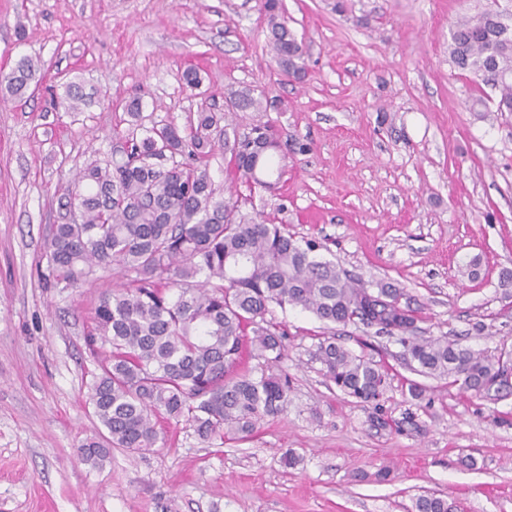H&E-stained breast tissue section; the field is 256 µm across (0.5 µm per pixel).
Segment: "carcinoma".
<instances>
[{
    "label": "carcinoma",
    "instance_id": "cac0c4a2",
    "mask_svg": "<svg viewBox=\"0 0 512 512\" xmlns=\"http://www.w3.org/2000/svg\"><path fill=\"white\" fill-rule=\"evenodd\" d=\"M269 43L280 69L305 71L302 43L288 28L280 0H264ZM448 55L455 69L498 90V112H512V8L490 0L478 14L449 31ZM40 71L21 58L0 73V94L22 98ZM84 101L79 85L65 87L60 104L76 112ZM263 112L254 90L231 93L229 111ZM131 118L118 138L130 151L91 154L65 196L69 216L47 242L48 274L75 287L94 268H118L131 287L112 290L95 309L92 342L99 345L100 373L90 384L94 413L107 443L82 445L87 461L110 447L140 450L159 440L154 419L164 416L194 425L205 441H242L258 420L281 414L289 381L277 375L240 374L237 367L252 336L255 356L282 358L286 332L266 319L271 306L300 308L327 324H361L377 336L393 337L405 360L421 375L445 379L476 395L512 389V357L476 351L445 336H418V311L393 285L373 288L318 254L320 242L296 238L274 212L243 211L224 200L208 167L214 146L228 142L226 113L198 108L186 125L146 127L142 101L126 105ZM241 142L264 147L256 167L232 152L231 181L264 187L273 168L276 138L267 125L242 133ZM315 359L337 388L366 405L378 406L389 380L385 366L353 353L333 337L318 342ZM434 493L415 498L412 512H455Z\"/></svg>",
    "mask_w": 512,
    "mask_h": 512
}]
</instances>
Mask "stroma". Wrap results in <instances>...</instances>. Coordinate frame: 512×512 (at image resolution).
<instances>
[{
  "mask_svg": "<svg viewBox=\"0 0 512 512\" xmlns=\"http://www.w3.org/2000/svg\"><path fill=\"white\" fill-rule=\"evenodd\" d=\"M263 3L0 0V71L23 55L41 64L23 98L0 100V512H410L426 493L463 512H512V393L415 377L394 339L297 308L270 313L287 330L280 362L239 366L290 383L284 412L250 438L207 443L162 418L165 443L82 459L104 433L89 401L94 308L128 278L100 270L78 288L46 287L45 242L88 156L126 133L134 96L146 121L179 126L244 87L283 100L231 113L240 132L271 126L287 165L276 193L234 190L285 204L289 232L349 274L403 288L420 335L512 352V286L500 283L512 272V112L448 56L451 26L479 0H284L307 48L299 80L271 53ZM189 67L199 88L182 81ZM70 81L89 99L78 112L57 104ZM324 336L388 367L378 407L325 378L312 357Z\"/></svg>",
  "mask_w": 512,
  "mask_h": 512,
  "instance_id": "stroma-1",
  "label": "stroma"
}]
</instances>
